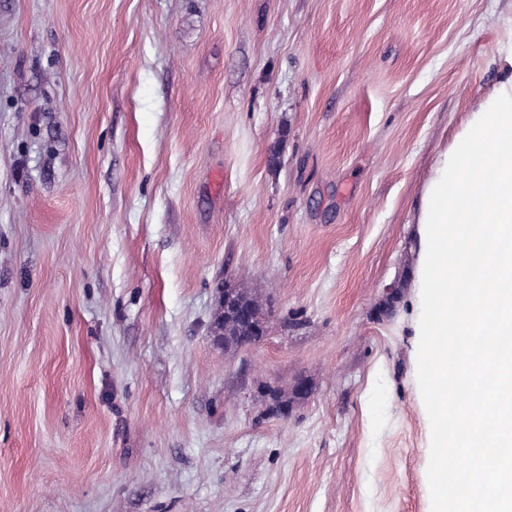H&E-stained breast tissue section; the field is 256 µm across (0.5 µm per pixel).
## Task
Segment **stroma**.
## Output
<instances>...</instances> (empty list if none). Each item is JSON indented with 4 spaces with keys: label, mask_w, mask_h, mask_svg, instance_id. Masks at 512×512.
I'll return each instance as SVG.
<instances>
[{
    "label": "stroma",
    "mask_w": 512,
    "mask_h": 512,
    "mask_svg": "<svg viewBox=\"0 0 512 512\" xmlns=\"http://www.w3.org/2000/svg\"><path fill=\"white\" fill-rule=\"evenodd\" d=\"M511 40L512 0H0V512H435L414 216ZM227 280L272 312L234 352Z\"/></svg>",
    "instance_id": "stroma-1"
}]
</instances>
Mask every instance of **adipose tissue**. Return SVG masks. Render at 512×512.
I'll return each mask as SVG.
<instances>
[{"mask_svg":"<svg viewBox=\"0 0 512 512\" xmlns=\"http://www.w3.org/2000/svg\"><path fill=\"white\" fill-rule=\"evenodd\" d=\"M499 84L436 161L415 217L424 328L440 349L434 460L438 512H512V45ZM465 291H458V283ZM481 340L469 358L463 338ZM484 396L460 399L461 387Z\"/></svg>","mask_w":512,"mask_h":512,"instance_id":"ef3b65f1","label":"adipose tissue"}]
</instances>
